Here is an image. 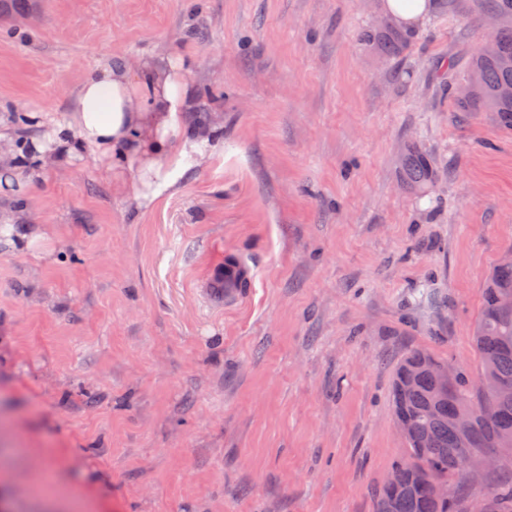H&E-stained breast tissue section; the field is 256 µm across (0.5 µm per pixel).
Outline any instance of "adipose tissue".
Wrapping results in <instances>:
<instances>
[{
	"label": "adipose tissue",
	"mask_w": 512,
	"mask_h": 512,
	"mask_svg": "<svg viewBox=\"0 0 512 512\" xmlns=\"http://www.w3.org/2000/svg\"><path fill=\"white\" fill-rule=\"evenodd\" d=\"M186 72V62L163 50L99 65L74 91L66 117L31 149L21 150L13 125L0 123V175L25 167L64 169L90 147L111 173L115 191L130 193L136 208H149L162 167L179 164L222 131L217 114L187 126L196 91ZM127 159L136 165L138 187L132 193L119 170Z\"/></svg>",
	"instance_id": "obj_1"
}]
</instances>
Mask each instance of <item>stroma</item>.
<instances>
[{"label": "stroma", "instance_id": "35a3bbf8", "mask_svg": "<svg viewBox=\"0 0 512 512\" xmlns=\"http://www.w3.org/2000/svg\"><path fill=\"white\" fill-rule=\"evenodd\" d=\"M378 0H35L0 15V115L42 136L101 61L164 48L217 145L164 168L147 210L94 149L20 170L0 230V502L8 512H375L406 454L411 350L478 371L472 332L512 247V135L445 86L481 0L433 9L388 58ZM436 186L405 190L403 144ZM24 245H17V237ZM250 272L233 306L226 259ZM411 35L385 21L379 27L363 30L360 39L385 55L397 56L407 48Z\"/></svg>", "mask_w": 512, "mask_h": 512}]
</instances>
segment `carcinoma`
<instances>
[{"label":"carcinoma","mask_w":512,"mask_h":512,"mask_svg":"<svg viewBox=\"0 0 512 512\" xmlns=\"http://www.w3.org/2000/svg\"><path fill=\"white\" fill-rule=\"evenodd\" d=\"M361 41L388 56L401 54L411 34L389 21L365 29ZM512 86V24L497 29L474 53L462 76L448 84V94L460 112H487L505 132H512V98L501 95ZM397 170L401 183L413 192H426L435 183L432 162L417 141L404 143ZM512 294V264L495 265L484 288L483 305L474 330L479 371L489 370L512 386V306L501 298ZM433 359L429 353L409 351L396 372L392 391L395 417L407 423L406 457L398 462L377 499L376 512H469V505L458 499L462 462L457 449L467 445L483 454L501 448L512 449V393L500 398L475 397L470 378L461 373L455 387L444 395L434 373L427 369ZM469 401L487 412L477 417L462 442L449 427L459 403ZM448 484V495H437L433 478ZM491 512H512V486L495 487L490 496Z\"/></svg>","instance_id":"1"}]
</instances>
